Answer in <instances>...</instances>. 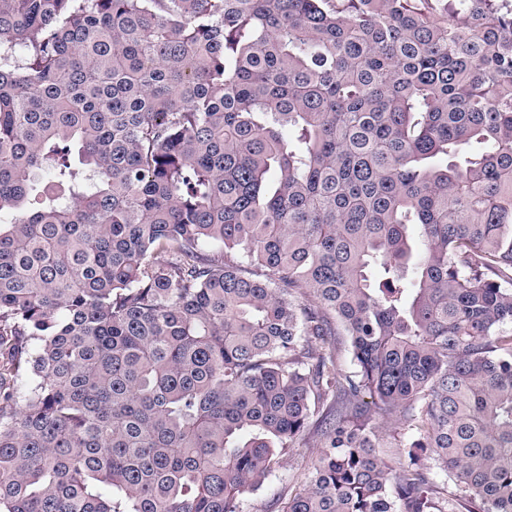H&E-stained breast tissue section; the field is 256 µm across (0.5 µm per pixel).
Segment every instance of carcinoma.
<instances>
[{
  "label": "carcinoma",
  "instance_id": "cac0c4a2",
  "mask_svg": "<svg viewBox=\"0 0 512 512\" xmlns=\"http://www.w3.org/2000/svg\"><path fill=\"white\" fill-rule=\"evenodd\" d=\"M3 211L0 512H512V0H0ZM315 445V438L309 437L289 448L264 485L243 499L242 512H274L280 496L301 489L317 456Z\"/></svg>",
  "mask_w": 512,
  "mask_h": 512
}]
</instances>
